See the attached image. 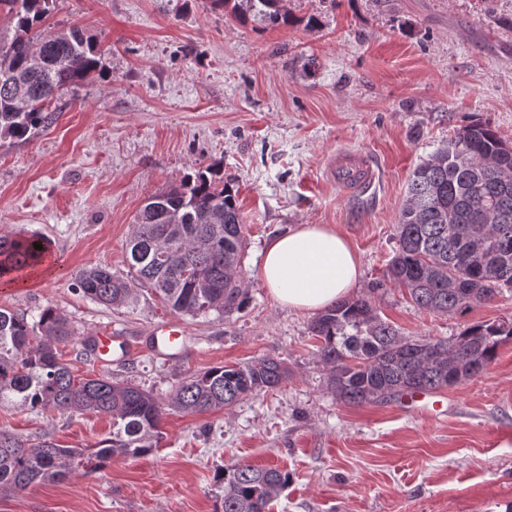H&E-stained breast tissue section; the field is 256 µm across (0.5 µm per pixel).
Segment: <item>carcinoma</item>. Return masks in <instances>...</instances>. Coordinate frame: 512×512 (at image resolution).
Listing matches in <instances>:
<instances>
[{"label":"carcinoma","instance_id":"obj_1","mask_svg":"<svg viewBox=\"0 0 512 512\" xmlns=\"http://www.w3.org/2000/svg\"><path fill=\"white\" fill-rule=\"evenodd\" d=\"M282 0H240L234 10L267 26L288 24ZM53 0H0L9 26L0 29V142H22L51 125L52 104L102 71L97 38L80 27L40 26ZM397 247L369 293L336 302L309 324L328 385L358 406L413 390H439L480 375L498 346L512 339V322L478 323L452 338L404 336L378 313L375 294L402 288L415 307L464 312L512 286V145L487 123L460 128L413 170L400 209ZM42 245L37 250L34 244ZM247 248L236 189L207 165L180 184L150 196L126 240L128 274L107 265L75 275L83 296L113 309L135 303L146 288L174 313L222 317L245 305L242 258ZM41 237L0 235V278L40 262ZM52 307L31 323L0 307V405L31 411L94 413L112 421L96 448H63L50 435L34 439L0 432V490L21 493L74 473L89 475L119 456L139 458L163 438L166 412L204 415L230 410L288 377L279 357L215 366L182 381L167 399L110 374L79 378L59 346L78 342L91 358L88 336ZM288 474L237 462L220 470L221 512H269Z\"/></svg>","mask_w":512,"mask_h":512}]
</instances>
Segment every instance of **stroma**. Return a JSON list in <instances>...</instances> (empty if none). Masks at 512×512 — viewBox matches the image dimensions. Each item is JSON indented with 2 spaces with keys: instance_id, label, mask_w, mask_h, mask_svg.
I'll return each mask as SVG.
<instances>
[{
  "instance_id": "stroma-1",
  "label": "stroma",
  "mask_w": 512,
  "mask_h": 512,
  "mask_svg": "<svg viewBox=\"0 0 512 512\" xmlns=\"http://www.w3.org/2000/svg\"><path fill=\"white\" fill-rule=\"evenodd\" d=\"M289 25L239 21L215 0H55L48 22L95 34L103 72L56 102L29 141L0 142V234L38 235L62 267L0 306H51L78 332L110 326L108 361L64 359L79 376L112 373L160 398L213 366L276 355L285 383L231 410L172 412L159 448L102 470L0 494V512H216L217 473L243 461L288 473L271 512H512V342L483 374L446 387L431 415L400 401L336 398L317 357L311 314L278 304L258 277L268 240L332 224L360 254L355 296L394 254V227L415 166L480 120L512 142V0H283ZM340 151L364 153L375 180L348 193L326 176ZM221 164L237 189L248 246L247 300L226 319L173 314L150 291L112 309L73 286L81 268L126 274L125 245L144 201L199 165ZM405 336L446 338L512 319V288L463 313L379 295ZM174 320L178 352L151 331ZM108 417L0 406V430L92 448Z\"/></svg>"
}]
</instances>
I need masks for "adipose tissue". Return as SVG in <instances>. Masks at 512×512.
Listing matches in <instances>:
<instances>
[{
	"label": "adipose tissue",
	"mask_w": 512,
	"mask_h": 512,
	"mask_svg": "<svg viewBox=\"0 0 512 512\" xmlns=\"http://www.w3.org/2000/svg\"><path fill=\"white\" fill-rule=\"evenodd\" d=\"M361 265L335 228L304 224L270 239L258 276L280 305L313 314L351 294Z\"/></svg>",
	"instance_id": "ef3b65f1"
}]
</instances>
